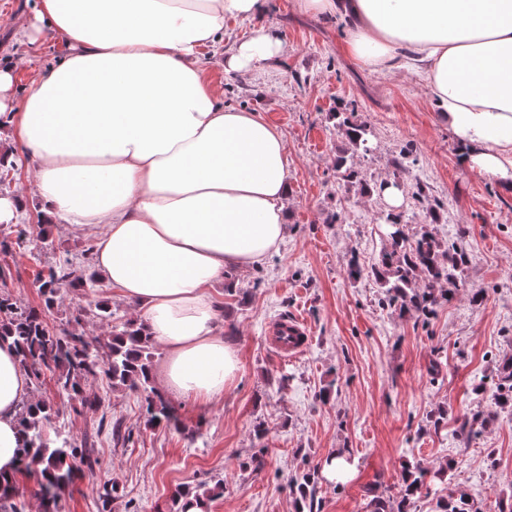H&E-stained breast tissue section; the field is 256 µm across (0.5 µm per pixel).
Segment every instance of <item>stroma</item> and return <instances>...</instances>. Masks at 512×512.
<instances>
[{"instance_id":"1","label":"stroma","mask_w":512,"mask_h":512,"mask_svg":"<svg viewBox=\"0 0 512 512\" xmlns=\"http://www.w3.org/2000/svg\"><path fill=\"white\" fill-rule=\"evenodd\" d=\"M32 21L30 0H0V67L14 66L19 97L36 69L66 53L63 40L47 30L28 41ZM262 27L286 48L265 67L228 74L223 55L207 48L200 57L224 107L261 113L282 132L288 155L287 233L278 253L215 288L219 331L239 358L234 380L208 405L172 398L180 419L174 427L150 423L140 392L112 388L104 379L90 382L89 392L104 401L99 416L48 379L36 396L64 417L46 431L60 429L94 446L101 476L119 489L112 512H176L178 490L214 478L223 479L224 492L210 512H294L291 478L340 448L355 472L342 481L319 480L317 512H366L372 495L398 497L404 465L416 462L445 476L428 481L411 512H435L438 499L458 491L482 512H498L499 501L512 498V410L500 411L466 441L457 427L460 418L490 409L489 396L475 394L473 384L493 385L499 360L512 355V190L461 167L447 123L409 71L361 69L346 51L340 21L303 15L295 0H267L261 16L225 21V48ZM346 120L370 132L372 152L353 157L370 184L390 180L394 159L406 155L400 208L413 217L408 232L428 223L430 203L439 205L441 223L465 231L466 285L429 319L384 306L374 280L348 274L350 259L365 267L376 262L380 218L389 205L341 180L335 160L348 145ZM33 170L31 161L20 160L6 186L24 194L26 204L20 223L0 227L11 244L0 250L9 291L24 305L46 309L56 332L76 322L86 335H98V301L110 303L115 322L135 319L133 304L103 281L94 292H74L46 308L37 274L81 256L93 241L43 223L46 207L33 192ZM420 186L424 205L414 198ZM476 291L483 295L477 303ZM285 315L300 316L310 333L306 350L293 360L265 342L267 322ZM441 409L448 416L433 426ZM103 416L131 429L130 441L115 443L101 431ZM259 424L265 429L260 438L254 433Z\"/></svg>"}]
</instances>
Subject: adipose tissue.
I'll list each match as a JSON object with an SVG mask.
<instances>
[{"label":"adipose tissue","instance_id":"adipose-tissue-1","mask_svg":"<svg viewBox=\"0 0 512 512\" xmlns=\"http://www.w3.org/2000/svg\"><path fill=\"white\" fill-rule=\"evenodd\" d=\"M301 13L344 22L363 67L412 63L470 172L512 188V0H297ZM266 0H35L32 30L65 39L63 61L12 92L0 68V113L35 162L49 216L95 239L93 270L166 351L170 394L219 400L238 371L217 330L212 294L227 275L278 252L290 192L282 133L260 113L227 109L202 74L224 21ZM283 53L261 28L224 54L225 73ZM34 398L0 343V479L22 445L17 411Z\"/></svg>","mask_w":512,"mask_h":512}]
</instances>
